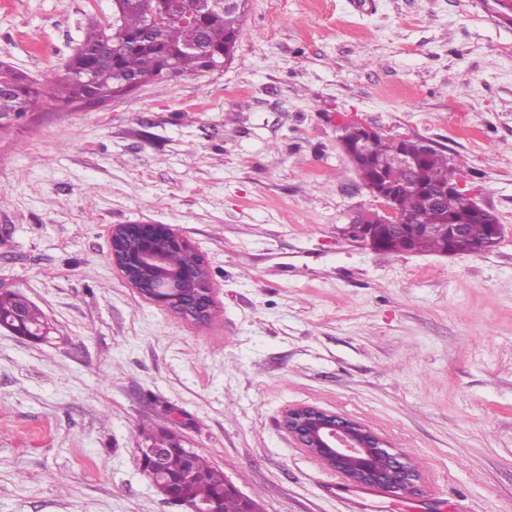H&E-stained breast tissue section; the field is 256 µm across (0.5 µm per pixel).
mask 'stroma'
Segmentation results:
<instances>
[{
	"label": "stroma",
	"instance_id": "stroma-1",
	"mask_svg": "<svg viewBox=\"0 0 512 512\" xmlns=\"http://www.w3.org/2000/svg\"><path fill=\"white\" fill-rule=\"evenodd\" d=\"M112 0H0V60L57 79ZM493 0H249L231 64L0 124V512H183L138 450L172 435L261 512H512V23ZM444 151L504 236L387 254L343 120ZM207 260L196 325L113 266L116 224ZM315 405L405 452L414 493L356 498L283 425Z\"/></svg>",
	"mask_w": 512,
	"mask_h": 512
}]
</instances>
